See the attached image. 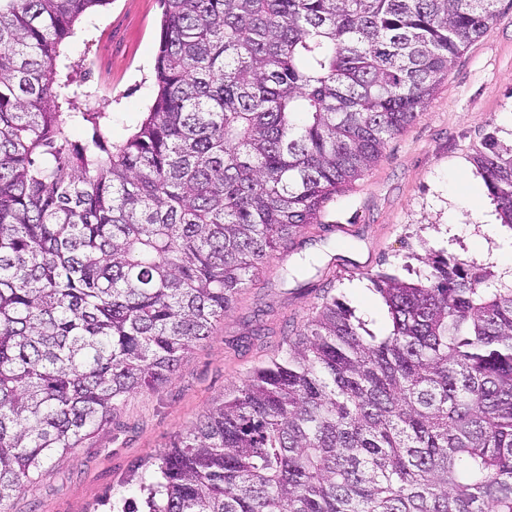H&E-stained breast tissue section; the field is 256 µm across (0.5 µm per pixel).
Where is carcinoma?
<instances>
[{"label":"carcinoma","instance_id":"1","mask_svg":"<svg viewBox=\"0 0 512 512\" xmlns=\"http://www.w3.org/2000/svg\"><path fill=\"white\" fill-rule=\"evenodd\" d=\"M112 0H0V512L174 374L421 114L496 0H161L114 143L60 46ZM90 127L83 143L76 127ZM512 230V145L472 157ZM391 330L325 298L157 458L148 512H512V284L432 253Z\"/></svg>","mask_w":512,"mask_h":512}]
</instances>
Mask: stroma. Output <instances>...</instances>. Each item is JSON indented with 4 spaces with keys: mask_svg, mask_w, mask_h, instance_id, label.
<instances>
[{
    "mask_svg": "<svg viewBox=\"0 0 512 512\" xmlns=\"http://www.w3.org/2000/svg\"><path fill=\"white\" fill-rule=\"evenodd\" d=\"M490 32L453 59L417 119L388 140L379 159L326 202L266 271L238 295L207 339L185 354L166 381L130 394L102 431L47 467L8 504V512H122L154 477L155 457L180 432L267 362L333 294L376 335L391 328L371 278H407L441 252L512 281V229L472 163L488 134L512 143V0H497ZM158 0H112L61 48L64 64L85 63V104L110 115L113 141L143 120L156 88Z\"/></svg>",
    "mask_w": 512,
    "mask_h": 512,
    "instance_id": "obj_1",
    "label": "stroma"
}]
</instances>
